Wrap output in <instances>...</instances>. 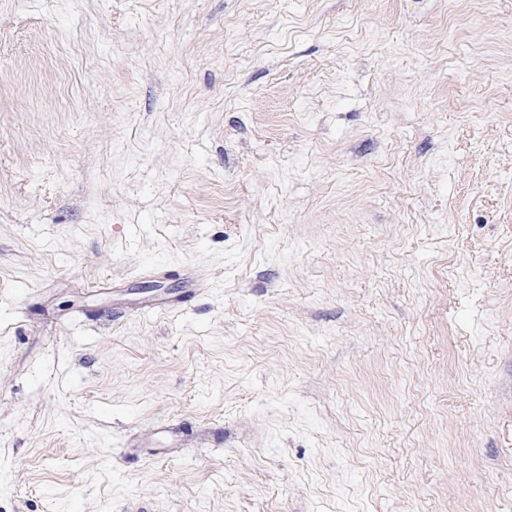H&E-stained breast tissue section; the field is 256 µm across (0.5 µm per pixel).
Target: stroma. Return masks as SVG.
I'll return each instance as SVG.
<instances>
[{"mask_svg": "<svg viewBox=\"0 0 512 512\" xmlns=\"http://www.w3.org/2000/svg\"><path fill=\"white\" fill-rule=\"evenodd\" d=\"M0 512H512V0H0Z\"/></svg>", "mask_w": 512, "mask_h": 512, "instance_id": "35a3bbf8", "label": "stroma"}]
</instances>
